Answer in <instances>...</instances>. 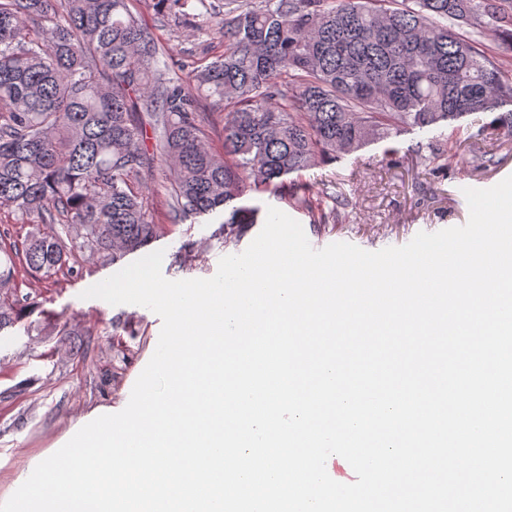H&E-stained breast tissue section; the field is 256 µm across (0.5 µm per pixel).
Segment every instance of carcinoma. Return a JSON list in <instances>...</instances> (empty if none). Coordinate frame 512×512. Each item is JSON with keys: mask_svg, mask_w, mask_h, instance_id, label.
Masks as SVG:
<instances>
[{"mask_svg": "<svg viewBox=\"0 0 512 512\" xmlns=\"http://www.w3.org/2000/svg\"><path fill=\"white\" fill-rule=\"evenodd\" d=\"M191 2L152 6L180 20ZM198 2L199 29L222 36L224 52L182 79L132 0H0V206L37 219L19 247L1 246L0 232V287L18 261L49 277L84 254L115 264L150 245L167 225L142 187L161 169L171 224L221 213L224 242L237 243L258 223L250 193L289 198L326 224L322 198L289 175L402 127L512 102V67L479 48L490 30L512 49L504 0ZM216 114L222 157L206 137ZM480 132L511 139L512 112ZM426 149V167L447 152ZM18 316L1 295L0 330Z\"/></svg>", "mask_w": 512, "mask_h": 512, "instance_id": "carcinoma-1", "label": "carcinoma"}]
</instances>
